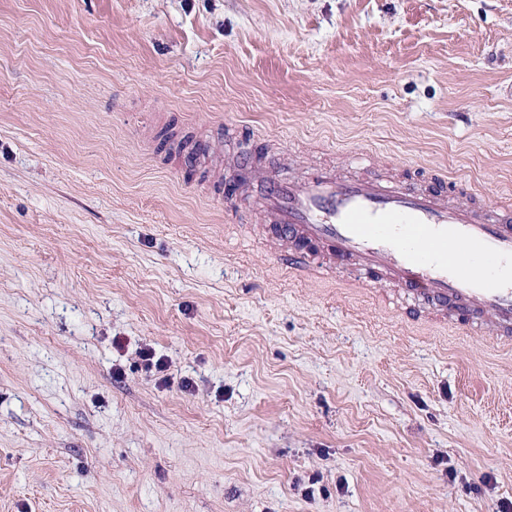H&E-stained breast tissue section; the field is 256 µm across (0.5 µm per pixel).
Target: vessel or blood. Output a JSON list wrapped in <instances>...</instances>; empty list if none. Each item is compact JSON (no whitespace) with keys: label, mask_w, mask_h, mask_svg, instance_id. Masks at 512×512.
I'll return each instance as SVG.
<instances>
[{"label":"vessel or blood","mask_w":512,"mask_h":512,"mask_svg":"<svg viewBox=\"0 0 512 512\" xmlns=\"http://www.w3.org/2000/svg\"><path fill=\"white\" fill-rule=\"evenodd\" d=\"M361 175L312 165L297 177H267L258 203L279 243L315 241L328 258L276 251L277 264L312 279L329 276L336 257L365 273L382 269L407 313L489 338L512 350V196L475 199L469 186L442 174L391 173L354 158Z\"/></svg>","instance_id":"b4317fda"}]
</instances>
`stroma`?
Here are the masks:
<instances>
[{"label": "stroma", "instance_id": "obj_1", "mask_svg": "<svg viewBox=\"0 0 512 512\" xmlns=\"http://www.w3.org/2000/svg\"><path fill=\"white\" fill-rule=\"evenodd\" d=\"M243 136L231 225L163 158ZM358 151L512 194V0H0V512L512 502V351L258 232L262 175ZM274 260L277 264L286 267L292 275L304 276L312 279H323L333 273L330 263L304 252H284L274 250Z\"/></svg>", "mask_w": 512, "mask_h": 512}]
</instances>
